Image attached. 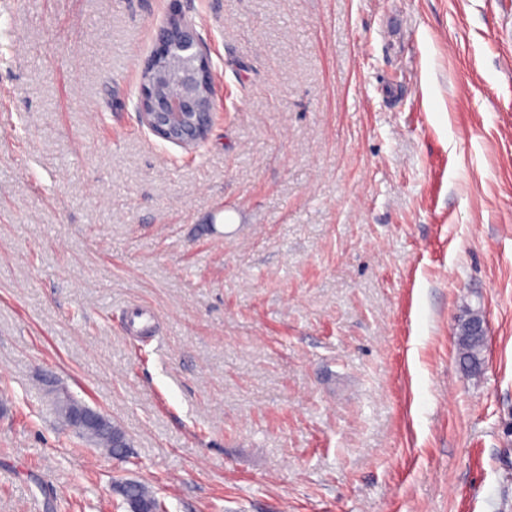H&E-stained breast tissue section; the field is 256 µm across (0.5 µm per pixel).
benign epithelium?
I'll return each mask as SVG.
<instances>
[{"mask_svg": "<svg viewBox=\"0 0 512 512\" xmlns=\"http://www.w3.org/2000/svg\"><path fill=\"white\" fill-rule=\"evenodd\" d=\"M214 76L205 46L192 24L179 18L161 27L144 61L138 100L141 123L155 136L195 149L210 129ZM64 422L83 437L109 419L90 407L69 409Z\"/></svg>", "mask_w": 512, "mask_h": 512, "instance_id": "benign-epithelium-1", "label": "benign epithelium"}]
</instances>
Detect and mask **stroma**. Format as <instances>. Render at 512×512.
<instances>
[{
	"instance_id": "obj_1",
	"label": "stroma",
	"mask_w": 512,
	"mask_h": 512,
	"mask_svg": "<svg viewBox=\"0 0 512 512\" xmlns=\"http://www.w3.org/2000/svg\"><path fill=\"white\" fill-rule=\"evenodd\" d=\"M174 17L215 71L192 151L137 114ZM125 481L512 512V0H0V512H129ZM485 336H465L458 349L459 360L467 374L476 375L484 366ZM86 406L84 409H69L62 414L64 422L81 437L96 428H104L110 423L104 414Z\"/></svg>"
}]
</instances>
